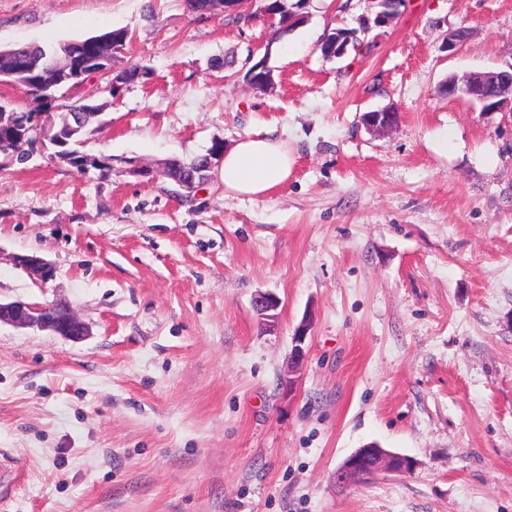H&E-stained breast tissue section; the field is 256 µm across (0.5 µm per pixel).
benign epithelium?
I'll use <instances>...</instances> for the list:
<instances>
[{
  "mask_svg": "<svg viewBox=\"0 0 512 512\" xmlns=\"http://www.w3.org/2000/svg\"><path fill=\"white\" fill-rule=\"evenodd\" d=\"M375 7L371 29L375 26L384 27L392 22L400 13L404 0H369ZM217 4L224 9V13L236 16L249 22L261 17L269 23L279 22V28H294L307 20L305 9L309 0H217ZM347 38L331 35L321 43L322 54L327 59L343 57L347 52L349 40ZM125 40L120 33H113L110 37L94 39L90 42L91 52L83 58H67L65 64L60 65L52 60L48 64L49 74L53 80L68 86V96L57 99L56 111L68 110L67 101L75 94L82 95L89 100L115 86H122L132 82L131 74L127 70H119L114 66V57L122 47L118 42ZM21 76L23 83L31 86L30 97L38 103H43L53 88L51 84L33 86L31 77L19 74L9 65L0 68V82L15 76ZM247 83L254 89L270 90L274 87L273 70L267 64V58L248 73ZM444 90L452 97H473L482 104L484 112H498L506 108L512 110V62L503 69L487 71L484 73H470L462 78L448 77ZM363 122L372 132L386 130L394 127L398 122V113L391 107L369 111L364 114ZM0 126L4 127L5 134L0 138V158L5 162H12L19 158L18 145L32 143V149L47 146L60 147L65 137L75 131L71 122L59 124L55 121L42 119L40 112L6 111L0 106ZM224 161V142L218 140L215 147L207 152L203 169L212 170ZM128 173L154 181L169 178L181 189L188 193L195 192L206 182V178L192 176L181 179L170 174L167 162L155 165H145L136 160L127 161ZM79 172L84 174L92 169L112 170V157L104 154L82 153L78 161ZM14 265L22 269L29 278L40 286H45L56 278V267L48 260L37 254L16 255L13 257ZM279 307V300L270 293H259L254 297L253 308L264 318H276L274 311ZM5 323L20 328H37L50 331L73 342H79L89 336V327L69 307L62 302L28 303L22 300L10 302L0 301V324ZM309 331V322L300 324L293 338L292 357L303 362L305 357V340ZM415 460L407 455L389 451L375 443L357 449L338 466L332 474L335 484L341 488L351 487L368 476L381 471L403 474L413 471Z\"/></svg>",
  "mask_w": 512,
  "mask_h": 512,
  "instance_id": "7a95c632",
  "label": "benign epithelium"
}]
</instances>
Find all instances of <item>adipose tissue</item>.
Here are the masks:
<instances>
[{"label":"adipose tissue","instance_id":"1","mask_svg":"<svg viewBox=\"0 0 512 512\" xmlns=\"http://www.w3.org/2000/svg\"><path fill=\"white\" fill-rule=\"evenodd\" d=\"M293 162L284 142L244 137L224 154L221 168L224 189L251 199L266 197L287 181Z\"/></svg>","mask_w":512,"mask_h":512}]
</instances>
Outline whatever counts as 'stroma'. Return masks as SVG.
Here are the masks:
<instances>
[{
  "mask_svg": "<svg viewBox=\"0 0 512 512\" xmlns=\"http://www.w3.org/2000/svg\"><path fill=\"white\" fill-rule=\"evenodd\" d=\"M367 14L311 0L281 38L185 0H0L1 48L125 29L119 67L151 69L85 146L109 177L45 152L0 165V300L62 301L90 330L0 324V452L20 472L0 512H512V112L442 89L512 60V0H406L324 58ZM252 54L272 91L245 81ZM383 107L397 126L368 131ZM256 135L295 158L262 199L216 170L193 193L125 171ZM33 252L47 287L12 261ZM371 442L415 469L335 487ZM352 35L347 34V40L344 41V37H336V30L331 36L324 39L321 43L322 54L327 59H336L343 57L347 52V47L351 42ZM352 46L355 47L357 44H361L360 39L353 37Z\"/></svg>",
  "mask_w": 512,
  "mask_h": 512,
  "instance_id": "35a3bbf8",
  "label": "stroma"
}]
</instances>
